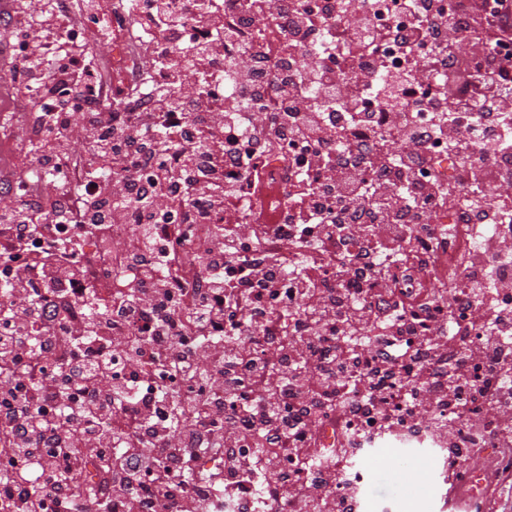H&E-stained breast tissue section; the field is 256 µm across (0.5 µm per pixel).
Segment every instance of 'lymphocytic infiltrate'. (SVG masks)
<instances>
[{
  "instance_id": "f902f5d3",
  "label": "lymphocytic infiltrate",
  "mask_w": 512,
  "mask_h": 512,
  "mask_svg": "<svg viewBox=\"0 0 512 512\" xmlns=\"http://www.w3.org/2000/svg\"><path fill=\"white\" fill-rule=\"evenodd\" d=\"M391 3L385 15L369 0H129L160 77L137 110L107 112L122 88L102 74L84 20L109 0H43L35 13L8 0L0 53L35 165L27 190L7 185L0 204V418L11 443L0 491L18 512H93L64 492L89 456L114 471L121 512H199L207 491L179 478L200 428L238 497L248 474L275 470L268 494L291 512H334L288 487L331 392L393 428L413 389L434 409L471 371L499 374L498 339L512 334V0ZM258 26L267 37L255 54L272 78L235 50ZM464 55L470 68L448 80ZM228 75L237 96L224 93ZM246 97L263 111L240 116ZM244 123L276 130L297 164L292 221L262 234L239 217L240 177L257 168ZM380 127L399 133L400 155L373 150ZM440 148L479 192L466 220L499 227L472 261L493 283L490 304L465 292L454 303L482 346L453 361L426 284H395L397 263L435 240L432 218L448 203L431 177ZM114 224L134 227L115 307L102 299L111 271L87 251L109 245ZM195 224L215 231L202 245L207 283L190 290L160 271ZM410 228L419 247L405 252ZM155 359L214 399L153 397L144 367Z\"/></svg>"
}]
</instances>
